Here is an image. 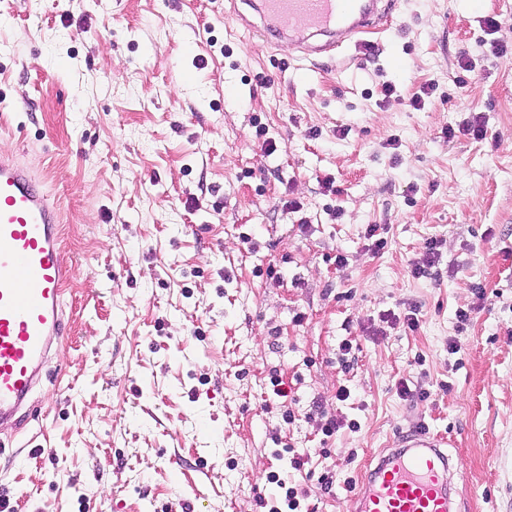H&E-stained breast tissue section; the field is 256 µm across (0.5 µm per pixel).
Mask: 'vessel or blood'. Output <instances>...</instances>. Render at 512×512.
<instances>
[{
    "instance_id": "1",
    "label": "vessel or blood",
    "mask_w": 512,
    "mask_h": 512,
    "mask_svg": "<svg viewBox=\"0 0 512 512\" xmlns=\"http://www.w3.org/2000/svg\"><path fill=\"white\" fill-rule=\"evenodd\" d=\"M401 0H252L255 34L336 57L362 46L363 34L386 28ZM61 215L30 170L0 152V423L23 425L52 348L66 331L62 287L75 273L60 239ZM446 438L399 436L363 472L350 512H465L451 484Z\"/></svg>"
}]
</instances>
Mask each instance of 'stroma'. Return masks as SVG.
<instances>
[{
  "mask_svg": "<svg viewBox=\"0 0 512 512\" xmlns=\"http://www.w3.org/2000/svg\"><path fill=\"white\" fill-rule=\"evenodd\" d=\"M232 11L0 0V151L43 182L77 269L36 411L0 428V496L264 512L277 474L303 512H348L372 455L425 426L469 512H512V0H403L341 64ZM430 239L440 261L414 277ZM413 306L417 330L385 328ZM327 416L359 428L325 436Z\"/></svg>",
  "mask_w": 512,
  "mask_h": 512,
  "instance_id": "obj_1",
  "label": "stroma"
}]
</instances>
